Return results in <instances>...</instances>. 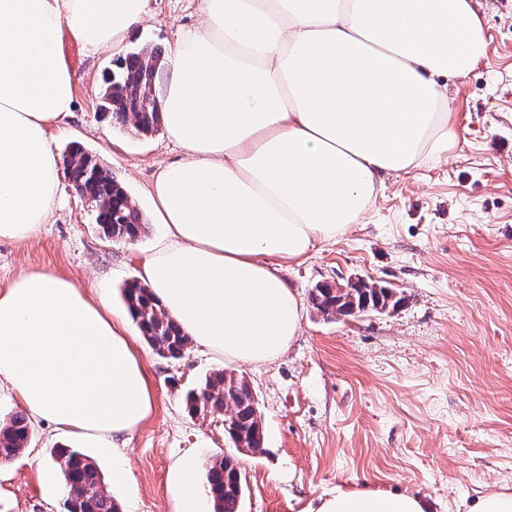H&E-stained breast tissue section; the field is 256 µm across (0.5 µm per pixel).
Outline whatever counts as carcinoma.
Masks as SVG:
<instances>
[{
    "instance_id": "carcinoma-1",
    "label": "carcinoma",
    "mask_w": 512,
    "mask_h": 512,
    "mask_svg": "<svg viewBox=\"0 0 512 512\" xmlns=\"http://www.w3.org/2000/svg\"><path fill=\"white\" fill-rule=\"evenodd\" d=\"M168 54L157 45L144 44L122 53L111 74H102L100 90L107 118L119 126L127 125L121 113L126 107L137 108L134 129L143 135L157 131L160 120L159 79L168 65ZM67 177L73 187L83 191L91 204L103 234L129 243L137 241L145 226L142 213L132 204L125 185L112 172L74 146ZM127 308L141 335L162 359L179 362L188 355L191 339L138 280L123 289ZM310 303L318 313L334 318L354 316L364 309L380 306L396 308L404 301L397 288L364 284L339 296L336 289L320 283L309 293ZM189 412L198 415L228 409L224 435L230 450L207 463L204 482L214 503V512H242L245 477L242 475L237 448L244 442L250 452L257 453L263 445V414L250 384L232 371L216 369L207 373L185 396ZM31 425L26 414L12 413L5 427L0 428V463L12 461L31 438ZM65 483V512H119L118 505L103 491L104 479L96 463L85 453L69 447L53 450Z\"/></svg>"
}]
</instances>
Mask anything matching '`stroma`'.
I'll return each mask as SVG.
<instances>
[{
    "instance_id": "stroma-1",
    "label": "stroma",
    "mask_w": 512,
    "mask_h": 512,
    "mask_svg": "<svg viewBox=\"0 0 512 512\" xmlns=\"http://www.w3.org/2000/svg\"><path fill=\"white\" fill-rule=\"evenodd\" d=\"M486 53L448 82L455 143L435 166L385 176L361 223L276 266L303 299L302 326L287 351L259 365H234L257 395L264 445L241 456L242 512H310L336 490L415 493L432 512H467L490 491L512 494V0H475ZM150 19L133 37L170 49L180 27L201 21L200 0H149ZM78 76L58 153L81 144L127 187L147 217L141 238L105 236L73 188L40 233L0 241V289L24 270L105 291L124 308L123 288L163 235L151 223L150 187L180 151L163 131L141 137L97 109L112 54L85 57L66 42ZM364 280L401 289L397 310L324 319L306 300L316 284ZM155 409L125 438L127 466L90 445L104 489L121 512H172L173 466L204 471L227 451L224 418L197 416L185 393L224 367L192 346L178 363L137 340ZM36 424L27 449L0 464V512H64V483L51 452L68 446Z\"/></svg>"
}]
</instances>
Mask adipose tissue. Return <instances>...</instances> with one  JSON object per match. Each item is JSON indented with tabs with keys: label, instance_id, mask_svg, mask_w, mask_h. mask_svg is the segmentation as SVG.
Listing matches in <instances>:
<instances>
[{
	"label": "adipose tissue",
	"instance_id": "obj_1",
	"mask_svg": "<svg viewBox=\"0 0 512 512\" xmlns=\"http://www.w3.org/2000/svg\"><path fill=\"white\" fill-rule=\"evenodd\" d=\"M474 0H201L161 79L182 153L150 189L164 238L140 280L198 345L278 359L302 303L262 256L296 259L361 223L385 174L454 145L448 81L484 56ZM147 0H0V240L49 223L64 194L55 131L73 110L65 41L94 57L142 27ZM129 311L24 271L0 290V387L38 421L123 445L152 411ZM315 512H430L415 494L337 491Z\"/></svg>",
	"mask_w": 512,
	"mask_h": 512
}]
</instances>
